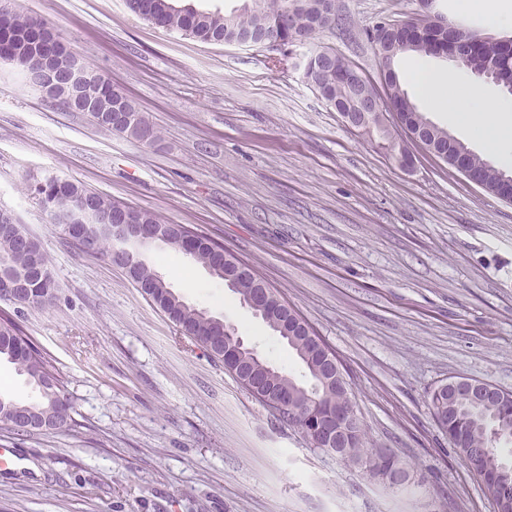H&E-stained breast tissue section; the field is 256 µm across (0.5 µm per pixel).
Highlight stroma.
Returning a JSON list of instances; mask_svg holds the SVG:
<instances>
[{
    "instance_id": "35a3bbf8",
    "label": "stroma",
    "mask_w": 512,
    "mask_h": 512,
    "mask_svg": "<svg viewBox=\"0 0 512 512\" xmlns=\"http://www.w3.org/2000/svg\"><path fill=\"white\" fill-rule=\"evenodd\" d=\"M341 22L274 51L187 38L125 0H10L45 21L154 128L142 144L44 101L0 60V209L37 238L51 305L0 301L66 383L60 430L0 429V512H494L428 396L450 378L512 390V203L420 147L401 169L304 76L331 50L378 77L365 31L418 0H336ZM58 177L182 224L247 262L341 365L389 488L313 447L184 335L125 270L70 240L36 199ZM188 304L223 316L308 382L287 345L190 257L148 252ZM372 472L378 476H381L382 479H389L390 475L393 473H398L400 474L401 478H403L406 470L405 467L402 466V464H400L396 459L394 453H388L385 450H380L376 454Z\"/></svg>"
}]
</instances>
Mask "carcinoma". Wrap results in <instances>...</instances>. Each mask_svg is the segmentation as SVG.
I'll use <instances>...</instances> for the list:
<instances>
[{
	"mask_svg": "<svg viewBox=\"0 0 512 512\" xmlns=\"http://www.w3.org/2000/svg\"><path fill=\"white\" fill-rule=\"evenodd\" d=\"M142 2L143 0H127L129 9L143 20L148 22L153 15L159 19L162 29L176 31L205 42L231 43L244 33L259 36L275 27L286 46L295 41L306 40L325 28L336 27V13L321 10V0H304L306 8L295 11L292 10V0H260V5L255 10L243 7L230 14L199 10L190 4H179V0H148L151 11L149 15L143 12ZM42 26L44 23L36 18L21 17L14 13L0 17V28L10 29L19 35ZM326 54L328 51L318 50L308 57L310 78L324 89L325 101L329 106L334 107L338 103L344 106L347 102L344 73L354 69V66L342 58L337 67L325 69L321 62ZM30 58L31 47L21 41L6 49L0 48V59L11 61L24 70L28 68ZM487 65L500 69L512 68V58H507L498 46L487 41L476 49L462 67L475 76H481ZM90 78V84L94 85L93 117L112 115L123 93L112 87L104 75L93 69L90 70ZM364 88L370 95L383 93L390 100L412 108L405 115L409 131H421L428 124L427 118L409 99L401 83L385 86L368 79ZM422 136L428 147L448 152L450 161L455 160V153L458 151L470 154L471 164L481 173L482 189L486 192L498 198L512 195V182H502L504 171L471 152L460 141L455 142V147H448V131L433 124L429 130L422 131ZM43 188L47 194L56 190L61 196L90 211L115 206V202L110 199L69 180L53 178ZM16 240L15 236L0 237V269L9 273H24L29 269L30 258ZM193 243L196 247L193 260L202 266L211 263L216 249L220 248L218 243L200 234ZM120 246L130 250L134 242L125 241L119 244L110 238H101L83 244L85 248L104 250L109 258ZM130 277L153 288V303L170 312L177 325L184 328L185 334L203 342L214 359L224 361V337L216 335V327L211 319L198 315V309L182 299L171 298L165 285L156 279L155 270L146 259H140ZM26 297L30 304H47L55 297V287L51 285L48 277H30L26 284ZM301 320L303 317L296 310H291L288 325L297 339V345L292 351L313 383L319 386V392H312L281 369L271 373L258 366L241 370L240 376L248 381L252 387L250 393L255 397L267 392L272 394L277 388L286 387L292 392L297 408L315 402L324 414L336 413L347 405L349 387L330 379L318 344L297 325ZM2 359L30 377L38 389L39 399L23 403L0 394V426L18 433H28L33 431V428L26 426L28 421H51L52 425L42 427L44 431L65 425L70 419V393L63 381L48 368L33 341L22 334L13 319L6 316H0V360ZM429 405L439 427L458 437V441L454 442L455 450L470 470L480 478L497 475L501 479V483L492 492L497 512H512V465L504 463L498 451L499 447L512 443V401L494 394L480 402H474L463 391L436 388L430 394ZM348 444L349 447L342 454L344 459L357 465L366 461L368 449L364 448L363 428L356 430ZM372 472L386 479L393 473L403 475L406 470L394 453L381 450L376 454Z\"/></svg>",
	"mask_w": 512,
	"mask_h": 512,
	"instance_id": "cac0c4a2",
	"label": "carcinoma"
}]
</instances>
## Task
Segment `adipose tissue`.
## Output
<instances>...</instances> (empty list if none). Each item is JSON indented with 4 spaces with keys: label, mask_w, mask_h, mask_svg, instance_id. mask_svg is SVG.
<instances>
[{
    "label": "adipose tissue",
    "mask_w": 512,
    "mask_h": 512,
    "mask_svg": "<svg viewBox=\"0 0 512 512\" xmlns=\"http://www.w3.org/2000/svg\"><path fill=\"white\" fill-rule=\"evenodd\" d=\"M407 77L432 106L447 110L448 122L461 130L501 167H512V105L480 94L470 80L413 62Z\"/></svg>",
    "instance_id": "ef3b65f1"
}]
</instances>
